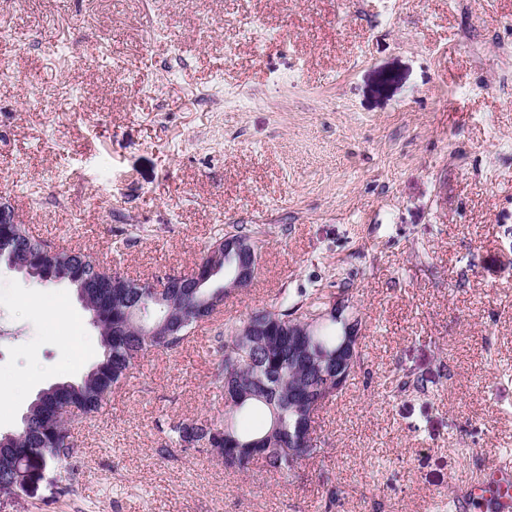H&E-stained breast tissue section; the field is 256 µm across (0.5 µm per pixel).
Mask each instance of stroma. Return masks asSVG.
Instances as JSON below:
<instances>
[{"mask_svg": "<svg viewBox=\"0 0 512 512\" xmlns=\"http://www.w3.org/2000/svg\"><path fill=\"white\" fill-rule=\"evenodd\" d=\"M0 25L17 223L138 280L261 243L251 286L72 425V493L49 468L0 512H474L464 490L512 471V0H0ZM31 292L0 270L2 433L99 354L72 289ZM316 296L349 300L364 358L321 456H160L168 422L224 415L225 322Z\"/></svg>", "mask_w": 512, "mask_h": 512, "instance_id": "1", "label": "stroma"}]
</instances>
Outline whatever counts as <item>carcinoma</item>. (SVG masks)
I'll list each match as a JSON object with an SVG mask.
<instances>
[{
  "instance_id": "carcinoma-1",
  "label": "carcinoma",
  "mask_w": 512,
  "mask_h": 512,
  "mask_svg": "<svg viewBox=\"0 0 512 512\" xmlns=\"http://www.w3.org/2000/svg\"><path fill=\"white\" fill-rule=\"evenodd\" d=\"M95 260L82 250H59L33 235L25 224L0 228V267L34 264L41 267L39 285L64 283L74 288L100 336L102 352L91 370L79 380L56 382L43 389L28 405L26 417L11 435L0 434V492L10 472L27 454H37L44 464L67 474L73 453L65 439L57 410L74 406L83 419L97 414L112 390L125 384L144 355L174 351L193 335L205 317L190 313L199 301L228 295L217 279L211 288H174L173 306L156 305L149 289L134 283L112 287V274L93 273ZM330 305L288 307L284 301L270 309H256L235 324L224 326L219 340V360L214 383L224 393V418L178 420L170 424L169 444L163 455L183 452L216 454L224 468L246 474L255 463L266 471L290 475L303 462L320 453L311 436L309 406L320 408L335 400L336 348L345 322L329 314ZM264 408L270 423L260 434L238 427L239 417Z\"/></svg>"
}]
</instances>
